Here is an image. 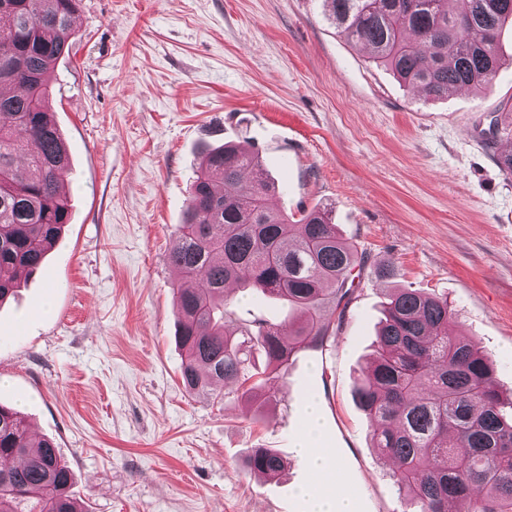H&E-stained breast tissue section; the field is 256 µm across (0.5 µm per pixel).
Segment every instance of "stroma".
Segmentation results:
<instances>
[{
	"instance_id": "obj_1",
	"label": "stroma",
	"mask_w": 512,
	"mask_h": 512,
	"mask_svg": "<svg viewBox=\"0 0 512 512\" xmlns=\"http://www.w3.org/2000/svg\"><path fill=\"white\" fill-rule=\"evenodd\" d=\"M74 39L51 102L72 218L0 304V404L54 441L86 512H309L299 490L324 481L296 450L311 400L339 493L357 512H411L353 388L402 287L447 297L452 331L512 397V176L495 162L512 139L479 136L512 122V27L488 88L429 102L321 0H76ZM227 142L282 183L275 210L328 208L369 258L327 348L298 352L254 420L235 395L182 386L166 262L201 152ZM255 448L285 472L247 471Z\"/></svg>"
}]
</instances>
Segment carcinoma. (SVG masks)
<instances>
[{
	"instance_id": "obj_1",
	"label": "carcinoma",
	"mask_w": 512,
	"mask_h": 512,
	"mask_svg": "<svg viewBox=\"0 0 512 512\" xmlns=\"http://www.w3.org/2000/svg\"><path fill=\"white\" fill-rule=\"evenodd\" d=\"M458 2L453 12L449 0H322L346 40L429 100L487 88L500 68L496 38L512 0ZM75 9L76 0H0V303L70 223L62 188L72 169L48 100L51 72L73 51ZM281 189L257 152L208 150L166 258L179 279L182 385L209 392L231 381L252 419L275 400L269 384L292 357L329 341L325 312L344 316L352 272L366 266L325 212L291 220L274 211L270 197ZM230 281L297 316L233 323ZM452 316L446 297L394 289L355 398L374 423L373 447L397 461L393 483L415 512H512V413L474 341L448 331ZM247 467L275 478L285 463L255 448ZM72 484L54 442L34 438L23 416L1 405L0 512H82Z\"/></svg>"
}]
</instances>
